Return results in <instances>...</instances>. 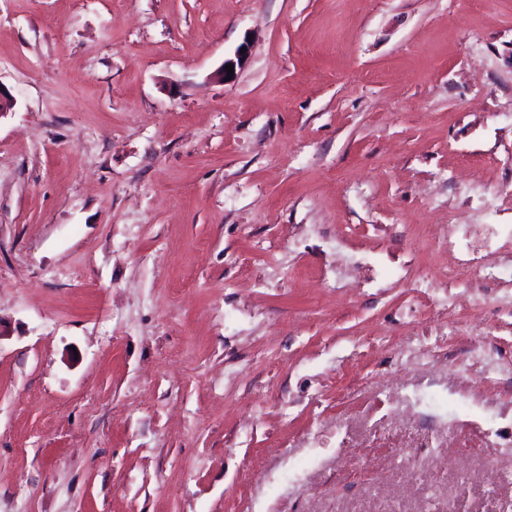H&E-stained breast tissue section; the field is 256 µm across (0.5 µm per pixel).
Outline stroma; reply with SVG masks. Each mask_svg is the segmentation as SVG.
I'll return each instance as SVG.
<instances>
[{
	"label": "stroma",
	"instance_id": "obj_1",
	"mask_svg": "<svg viewBox=\"0 0 512 512\" xmlns=\"http://www.w3.org/2000/svg\"><path fill=\"white\" fill-rule=\"evenodd\" d=\"M0 86V512H512V448L388 409L512 413V314L394 285L512 224V0H0ZM336 260L327 262L324 265L323 277L325 280L332 279L336 283V288L340 285L346 276L347 272L351 270V274L359 275V288H385L381 286L378 279L374 274H370L373 270V264L368 261H354L347 264L344 268L339 264L340 254L346 248V234L336 229Z\"/></svg>",
	"mask_w": 512,
	"mask_h": 512
}]
</instances>
